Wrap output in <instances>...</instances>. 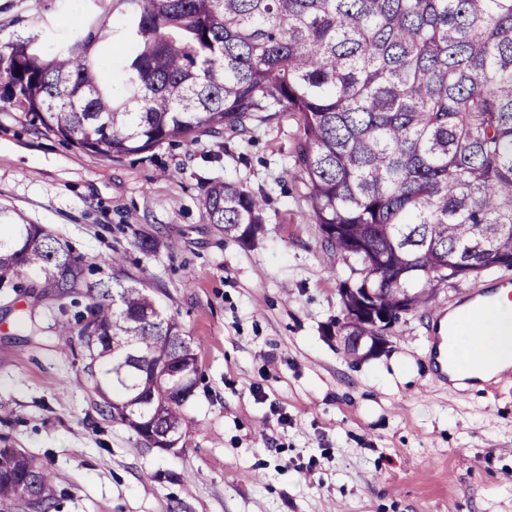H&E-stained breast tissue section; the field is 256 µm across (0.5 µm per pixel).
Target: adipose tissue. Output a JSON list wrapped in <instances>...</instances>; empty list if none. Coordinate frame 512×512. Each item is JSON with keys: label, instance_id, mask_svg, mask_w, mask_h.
Masks as SVG:
<instances>
[{"label": "adipose tissue", "instance_id": "obj_1", "mask_svg": "<svg viewBox=\"0 0 512 512\" xmlns=\"http://www.w3.org/2000/svg\"><path fill=\"white\" fill-rule=\"evenodd\" d=\"M468 335L457 351L470 377L485 380L512 366V296L500 291L495 301L457 313Z\"/></svg>", "mask_w": 512, "mask_h": 512}]
</instances>
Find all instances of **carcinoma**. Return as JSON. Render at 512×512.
<instances>
[{
    "instance_id": "1",
    "label": "carcinoma",
    "mask_w": 512,
    "mask_h": 512,
    "mask_svg": "<svg viewBox=\"0 0 512 512\" xmlns=\"http://www.w3.org/2000/svg\"><path fill=\"white\" fill-rule=\"evenodd\" d=\"M126 22L79 26L47 58L0 52V112L18 110L80 151L118 159L226 128L296 116L292 167L323 243L362 266L378 336L401 298L512 269V0H120ZM125 45L121 79L99 50ZM268 196L205 191L207 221L249 244ZM86 280L68 241L0 209V288L53 302L62 336L98 340L100 411L146 440L181 431L197 354L178 320L123 273ZM33 277L23 280L21 272ZM130 284H125V281ZM97 295L75 318L67 298ZM192 363L177 386L168 371ZM0 500L54 512L44 467L0 449Z\"/></svg>"
}]
</instances>
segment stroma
<instances>
[{
	"instance_id": "obj_1",
	"label": "stroma",
	"mask_w": 512,
	"mask_h": 512,
	"mask_svg": "<svg viewBox=\"0 0 512 512\" xmlns=\"http://www.w3.org/2000/svg\"><path fill=\"white\" fill-rule=\"evenodd\" d=\"M124 21L117 0H0V51L52 55L73 24ZM296 119L243 136L105 159L25 113H0V207L43 225L93 266L125 256L198 356L175 448L148 447L95 406L89 349L42 305L0 296V448L44 465L59 512H512V382L434 379L430 338L512 270L449 283L353 357L340 288L360 265L325 249L292 168ZM267 192L255 241L206 220L210 183ZM155 236L154 251L139 240Z\"/></svg>"
}]
</instances>
